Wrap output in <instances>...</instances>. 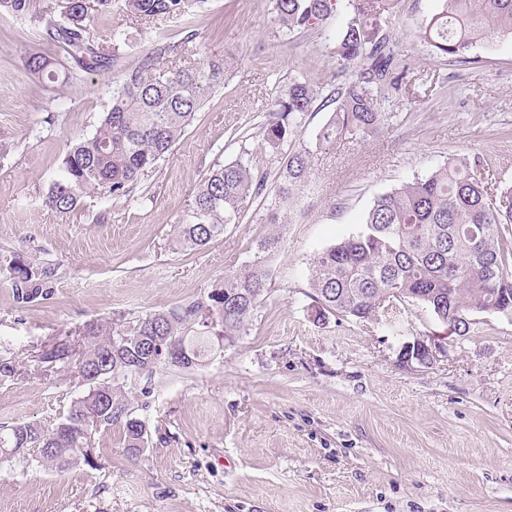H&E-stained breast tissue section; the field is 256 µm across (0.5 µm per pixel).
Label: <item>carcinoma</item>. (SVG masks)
I'll return each instance as SVG.
<instances>
[{"instance_id": "obj_1", "label": "carcinoma", "mask_w": 512, "mask_h": 512, "mask_svg": "<svg viewBox=\"0 0 512 512\" xmlns=\"http://www.w3.org/2000/svg\"><path fill=\"white\" fill-rule=\"evenodd\" d=\"M206 0H123V12L140 21L178 18L184 36L159 42L138 65L124 72L112 90V105L95 132L75 144L51 182L47 202L67 214L88 193L128 197L138 178L170 155L206 103L224 86V59L171 68L169 58L189 55L198 37L196 9ZM340 0H274L279 23L286 29H312L336 9ZM351 17L336 44L343 62L337 73L341 87L333 92L335 109L316 134L321 148L339 138L365 139L390 125V114L377 108L376 91L399 90L406 66L383 24L393 0H347ZM60 12L53 28L59 43L80 66H107L121 59L120 47L139 43L143 28L131 26L112 34V43L94 37L89 0H0V14L36 20ZM512 37V0H442L440 10L423 27V37L437 54L464 58L480 43ZM356 69H350V66ZM26 69L53 83L72 84L76 73L49 69L46 55L34 52ZM316 93L302 81L277 98L261 124L266 144L277 149L288 141ZM313 151L298 147L275 171H257L244 156L218 164L199 181L194 202L175 224V241L196 250L239 223L244 204L263 198L270 223H279L282 206L309 181ZM280 236H265L251 247L253 257L238 270L224 274V283L183 311L151 312L119 329L91 324L78 353L65 345L47 351L49 364H74L86 386L67 416L44 430L18 423L0 431V462L29 458L40 467L63 472L77 463L98 467L92 439L125 413L111 380L119 374L151 373L164 363L170 344L183 354L189 368L216 350L207 322L223 327L221 341L242 335L266 289V258L281 247ZM14 298L27 304L51 293L47 282L22 258L10 267ZM309 283L316 319L330 315L379 321L386 310L403 302L430 309L435 317L475 313L512 317V185L499 190L474 171L464 157L448 159L424 177L379 195L367 211L361 230L319 253L311 262ZM145 425L125 421L127 454L135 458L146 444Z\"/></svg>"}]
</instances>
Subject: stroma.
<instances>
[{"label": "stroma", "mask_w": 512, "mask_h": 512, "mask_svg": "<svg viewBox=\"0 0 512 512\" xmlns=\"http://www.w3.org/2000/svg\"><path fill=\"white\" fill-rule=\"evenodd\" d=\"M440 0H398L386 28L407 73L402 94L378 96L387 129L315 149L333 107L314 104L289 148H314L308 186L284 223H265L260 202L201 250L180 249L174 226L214 164L248 153L275 172L260 125L289 84L320 98L337 85L336 39L350 18L339 6L315 29L288 31L273 0H206L190 56L224 59V85L172 154L141 175L127 198L87 194L61 215L45 203L70 143L93 134L121 72L182 23L147 26L117 65L72 86L30 75L25 57L66 53L38 29L0 15V427H52L84 391L74 368L41 362L44 347L81 342L87 325L119 326L203 299L225 272L277 234L272 276L246 331L205 363L162 365L112 386L147 430L137 459L125 422L94 437L97 469L57 474L33 462L0 463V512H512V319L472 317L448 332L426 308L403 304L381 322L315 321L312 259L355 234L375 198L467 157L512 184V39L479 45L456 62L420 37ZM24 258L50 295L17 304L10 267ZM436 344L430 367L400 366L403 342Z\"/></svg>", "instance_id": "stroma-1"}]
</instances>
